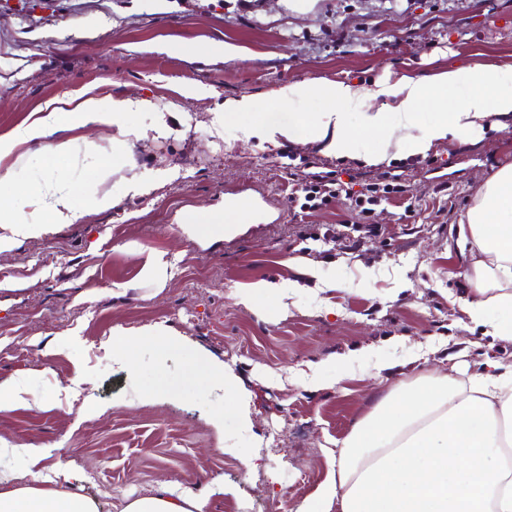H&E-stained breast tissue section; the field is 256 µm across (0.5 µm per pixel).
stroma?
I'll return each mask as SVG.
<instances>
[{
    "mask_svg": "<svg viewBox=\"0 0 512 512\" xmlns=\"http://www.w3.org/2000/svg\"><path fill=\"white\" fill-rule=\"evenodd\" d=\"M210 40L239 47L240 57L176 50ZM160 41L173 52L155 51ZM469 62L512 63V0H316L303 12L287 0H0V134L62 92L95 85L184 114L168 136L136 142L107 182L79 165L60 170L81 191L162 172L150 195L0 255V380L21 382L27 399L0 411V442L71 463L102 512H120L162 480L196 492L215 477L224 491L210 512H296L380 391L454 363L511 366L512 343L484 335L462 311L465 257L453 231L486 179L512 165L511 117L377 166L316 144L243 141V116L220 136L211 125L225 98L291 81L371 87ZM195 82L213 96L183 99L180 87ZM294 168L335 172L356 193L390 172L405 191L365 222L343 196L304 211ZM238 198L252 202L251 220L221 236L185 232L186 214ZM369 222L378 234L367 233ZM159 253L171 263L160 291L140 276ZM310 262L322 280L304 276ZM260 279L300 281L287 315L239 304L240 288ZM120 285L127 294L113 296ZM155 323L185 349L162 359L141 345L133 372L113 362V329ZM194 351L233 369L252 427L214 395L138 403L157 371L178 379ZM76 377L81 385L64 394ZM89 405L106 411L81 418ZM218 413L220 433L210 423ZM232 446L259 454L260 467L248 470Z\"/></svg>",
    "mask_w": 512,
    "mask_h": 512,
    "instance_id": "35a3bbf8",
    "label": "stroma"
}]
</instances>
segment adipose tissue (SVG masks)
<instances>
[{"label": "adipose tissue", "mask_w": 512, "mask_h": 512, "mask_svg": "<svg viewBox=\"0 0 512 512\" xmlns=\"http://www.w3.org/2000/svg\"><path fill=\"white\" fill-rule=\"evenodd\" d=\"M320 102L317 112L307 103ZM290 110V123L259 119L260 109ZM358 122H351L352 111ZM149 113V125L134 122ZM254 116L241 129L244 139L321 145L330 156L363 158L379 165L391 150L430 151L448 138L466 139L495 117L512 115V64L453 65L423 77L401 76L370 88L351 81L307 79L274 88L265 101L251 96L225 99L212 114L214 127L234 116ZM179 115L151 99L100 95L94 90L47 101L9 133L0 135V253L18 238L44 234L56 224H75L86 215L111 210L121 197L154 190L160 173L144 172L110 190L79 196L62 177L28 178L19 166L30 145L45 143L52 161L86 159L109 175L130 158V143L169 132ZM90 125L114 130L109 150L72 138ZM469 255L461 272L472 291L463 310L486 335L512 342V165L494 172L479 189L458 226ZM293 281H259L238 298L250 310L286 313ZM152 344L160 356L179 351L181 341L161 324L112 332V358L133 367L136 349ZM185 387L220 392L228 409L244 410L233 372L205 353L193 354ZM330 475L297 512H512V368L481 370L466 379L441 370L413 384L396 385L338 441ZM47 449L0 444V460L21 458L24 474L0 470V512H100L97 503L74 491L82 474L68 464L43 467ZM224 482L214 478L200 493L177 492L159 482L151 494L128 501L121 512H209Z\"/></svg>", "instance_id": "adipose-tissue-1"}]
</instances>
